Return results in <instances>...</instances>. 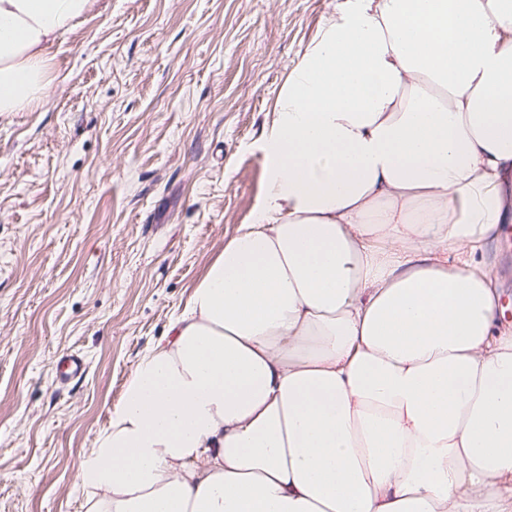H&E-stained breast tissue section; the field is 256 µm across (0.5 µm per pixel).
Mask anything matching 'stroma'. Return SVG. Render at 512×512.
I'll return each instance as SVG.
<instances>
[{"label": "stroma", "mask_w": 512, "mask_h": 512, "mask_svg": "<svg viewBox=\"0 0 512 512\" xmlns=\"http://www.w3.org/2000/svg\"><path fill=\"white\" fill-rule=\"evenodd\" d=\"M343 2L96 0L49 96L0 113V512H81L82 452L252 222L276 104ZM86 369L84 358L77 353H64L55 363L56 381L66 385L80 380Z\"/></svg>", "instance_id": "stroma-1"}]
</instances>
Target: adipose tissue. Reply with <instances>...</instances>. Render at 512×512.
<instances>
[{"label":"adipose tissue","mask_w":512,"mask_h":512,"mask_svg":"<svg viewBox=\"0 0 512 512\" xmlns=\"http://www.w3.org/2000/svg\"><path fill=\"white\" fill-rule=\"evenodd\" d=\"M91 0H0V112ZM265 188L82 456V512H512V0H345ZM511 225L512 223L510 222V224H506L505 227H511ZM501 238L506 247L512 248V232L509 227L504 229V233ZM501 238L492 244L488 250L487 259L494 270V274L497 279V288H501L503 293L501 306H503L502 301L504 296L509 297V313L507 316L504 314L503 319L505 322L512 323V249L510 252L505 251L501 244Z\"/></svg>","instance_id":"obj_1"}]
</instances>
